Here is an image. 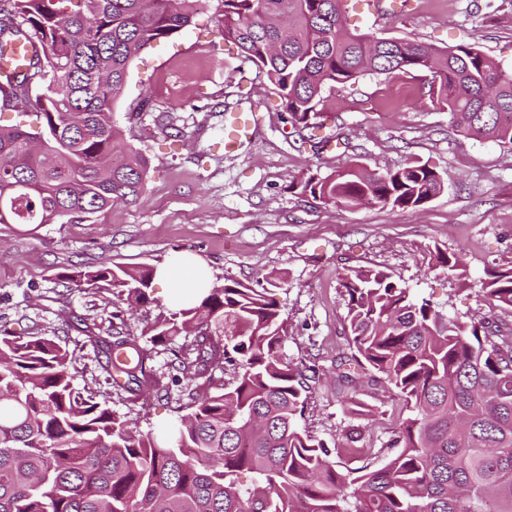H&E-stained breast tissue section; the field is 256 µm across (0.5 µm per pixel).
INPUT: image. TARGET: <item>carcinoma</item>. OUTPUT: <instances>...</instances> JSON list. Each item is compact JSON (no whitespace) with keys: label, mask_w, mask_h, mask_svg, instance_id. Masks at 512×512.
Returning a JSON list of instances; mask_svg holds the SVG:
<instances>
[{"label":"carcinoma","mask_w":512,"mask_h":512,"mask_svg":"<svg viewBox=\"0 0 512 512\" xmlns=\"http://www.w3.org/2000/svg\"><path fill=\"white\" fill-rule=\"evenodd\" d=\"M198 0H0V46L36 43L0 101L29 124L0 125V224L82 222L147 187L148 160L118 149L112 105L131 62L190 26ZM224 40L273 86L301 143L316 149L326 89L365 74L422 71L456 131L512 151V74L476 46L353 33L348 0H220ZM448 187L427 161L379 172L358 161L290 186L324 206L416 209ZM105 285L132 312L152 301L154 271L59 272ZM351 355L336 359L339 392L360 378L396 390L408 415L350 468L301 430L306 376L281 352L285 320L261 290L226 276L138 336H92L106 378L136 397L164 390L155 349L180 336L175 369L195 384L156 432L74 386L68 351L36 326L0 329V512H512V327L445 317L380 268L341 277ZM512 310V266L482 282ZM231 382L210 392L215 373ZM253 474L248 484L239 480Z\"/></svg>","instance_id":"1"}]
</instances>
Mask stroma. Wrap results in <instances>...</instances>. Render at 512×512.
I'll return each mask as SVG.
<instances>
[{"label": "stroma", "mask_w": 512, "mask_h": 512, "mask_svg": "<svg viewBox=\"0 0 512 512\" xmlns=\"http://www.w3.org/2000/svg\"><path fill=\"white\" fill-rule=\"evenodd\" d=\"M217 0L197 5L190 26L153 43L131 63L114 117L125 144L150 163V180L136 204H115L81 223L37 227L0 224V325L21 331L38 324L57 334L71 358L74 384L105 394L111 408L157 429L187 398L173 385L170 348L157 347L153 368L166 392L137 399L106 384L105 356L83 322L112 333L121 304L104 288L69 289L57 273L75 267L203 261L212 282L233 277L270 287L286 321L283 353L308 378L299 426L328 447L381 448L407 410L395 390L364 386L340 398L331 368L348 353L344 269L386 270L429 299L444 315L512 323V312L482 297L487 269L512 262V151L460 135L448 113L428 96L423 73L386 78L366 74L350 87L326 90L329 119L318 151L295 143L273 87L225 42ZM348 24L362 32L419 39L439 47L479 46L512 71V0H408L383 16L351 0ZM257 112L262 122L241 151L224 152V112ZM427 161L448 187L423 208L325 207L291 192L292 182L334 173L356 160L370 169ZM462 254L450 271L431 264L435 249ZM177 288L153 283L154 303L125 320L140 335L176 306ZM76 315L62 325L58 309Z\"/></svg>", "instance_id": "35a3bbf8"}]
</instances>
